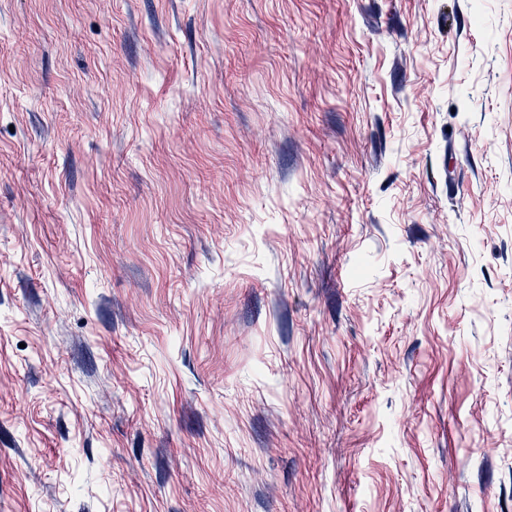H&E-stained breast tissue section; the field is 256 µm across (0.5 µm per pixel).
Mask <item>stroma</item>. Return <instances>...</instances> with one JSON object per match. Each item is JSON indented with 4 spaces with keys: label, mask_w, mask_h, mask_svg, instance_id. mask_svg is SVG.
<instances>
[{
    "label": "stroma",
    "mask_w": 512,
    "mask_h": 512,
    "mask_svg": "<svg viewBox=\"0 0 512 512\" xmlns=\"http://www.w3.org/2000/svg\"><path fill=\"white\" fill-rule=\"evenodd\" d=\"M0 512H512V0H0Z\"/></svg>",
    "instance_id": "1"
}]
</instances>
